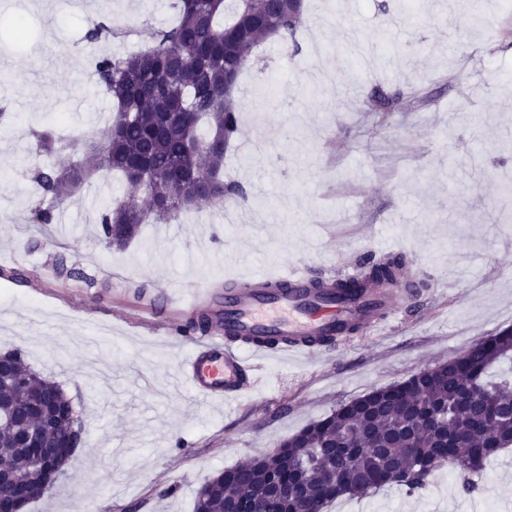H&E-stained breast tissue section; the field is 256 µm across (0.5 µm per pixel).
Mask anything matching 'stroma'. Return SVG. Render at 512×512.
Segmentation results:
<instances>
[{
    "label": "stroma",
    "instance_id": "1",
    "mask_svg": "<svg viewBox=\"0 0 512 512\" xmlns=\"http://www.w3.org/2000/svg\"><path fill=\"white\" fill-rule=\"evenodd\" d=\"M307 0L299 53L264 45L265 70L247 66L236 91L239 134L224 177L267 182L274 225L256 236L258 211L233 223L213 206L143 225L126 249L101 242L97 216L132 189L107 171L62 205L67 222L37 224L32 176L52 165L34 134L77 136L72 159L112 118L103 87L85 88L98 57L135 52L176 23L174 0H0V350L58 382L83 414L82 445L58 488L26 512H193L217 471L280 442L340 405L448 362L512 329V0H446L442 15L401 0ZM131 28L89 42L90 20ZM27 36L16 42V26ZM377 87L402 89L405 107L371 112ZM267 153L246 159L254 97ZM404 254L422 292L385 336L358 334L304 364L271 359L240 398L203 402L170 381L189 340L169 336L187 303L240 276L304 268L343 278L368 258ZM77 265L86 279L61 274ZM437 470L426 492L388 487L336 499L329 512H466L469 499ZM478 497L512 495V449L491 457Z\"/></svg>",
    "mask_w": 512,
    "mask_h": 512
}]
</instances>
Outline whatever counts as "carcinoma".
<instances>
[{
  "instance_id": "carcinoma-1",
  "label": "carcinoma",
  "mask_w": 512,
  "mask_h": 512,
  "mask_svg": "<svg viewBox=\"0 0 512 512\" xmlns=\"http://www.w3.org/2000/svg\"><path fill=\"white\" fill-rule=\"evenodd\" d=\"M176 7L178 22L155 30L148 46L96 62L98 80L114 101L112 123L102 132L105 146L90 148L86 160L36 172L41 201L35 223H53L56 208L101 168L144 192L102 213L101 241L109 248L126 247L149 217L168 223L185 210L249 198L242 183L226 182L222 174L224 151L238 131V76L248 53L272 38L299 50L303 0H176ZM116 36L96 20L86 33L90 40ZM403 104L400 91L377 90L368 100L373 112H395ZM34 136L40 152L68 148L48 131ZM403 266L402 256L388 255L369 262V276L393 281ZM12 355L6 374L22 378L27 391L0 383V462L25 480L24 509L51 488L30 461L24 438L34 434L50 448L82 432V422L56 382L30 369L19 351ZM465 355L427 374L420 399L393 386L373 390L284 439L274 452L217 472L197 491L194 512H229L236 501L273 487H294L303 501L285 495L270 512L322 508L385 487L393 471L411 474L409 492L421 493L429 482L419 460L434 454L464 459L468 471L458 475L460 489L474 493L471 475L512 447V370L493 372L512 362V330ZM493 415L498 419L491 424ZM336 469L344 485L339 493L325 481Z\"/></svg>"
}]
</instances>
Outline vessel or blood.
<instances>
[{
  "instance_id": "b4317fda",
  "label": "vessel or blood",
  "mask_w": 512,
  "mask_h": 512,
  "mask_svg": "<svg viewBox=\"0 0 512 512\" xmlns=\"http://www.w3.org/2000/svg\"><path fill=\"white\" fill-rule=\"evenodd\" d=\"M351 293L340 296L333 280L314 281L294 268L243 276L237 288L208 289L188 315H208L210 325L194 338L176 375L203 401L243 395L257 383L253 371L269 357L313 359L324 340L349 342L356 327L379 332L397 319L398 300L416 297L410 273L393 283L351 278Z\"/></svg>"
}]
</instances>
